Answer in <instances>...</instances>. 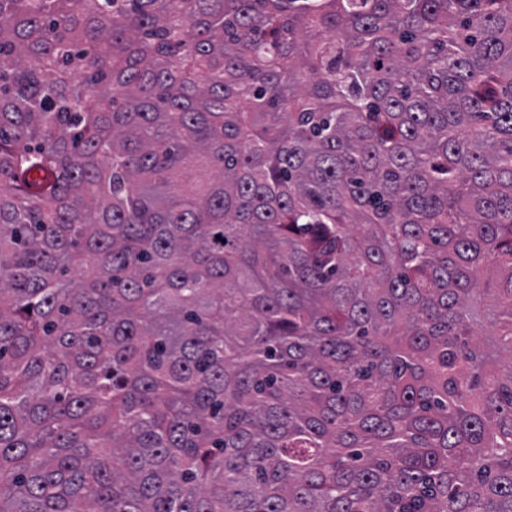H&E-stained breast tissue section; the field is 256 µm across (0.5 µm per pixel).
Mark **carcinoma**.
I'll return each mask as SVG.
<instances>
[{"label":"carcinoma","mask_w":512,"mask_h":512,"mask_svg":"<svg viewBox=\"0 0 512 512\" xmlns=\"http://www.w3.org/2000/svg\"><path fill=\"white\" fill-rule=\"evenodd\" d=\"M0 512H512V0H0Z\"/></svg>","instance_id":"1"}]
</instances>
